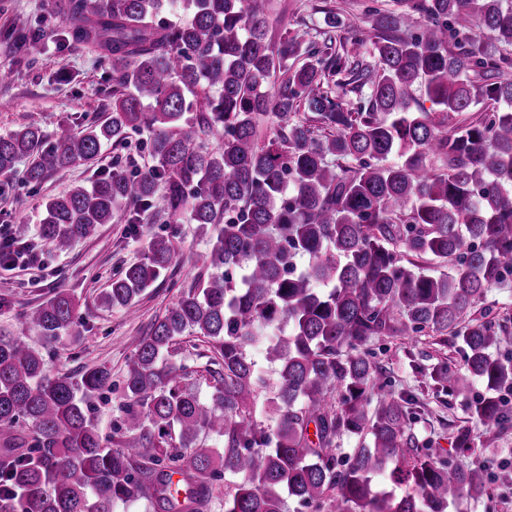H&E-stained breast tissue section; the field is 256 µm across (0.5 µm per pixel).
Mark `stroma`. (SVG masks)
<instances>
[{
    "label": "stroma",
    "instance_id": "1",
    "mask_svg": "<svg viewBox=\"0 0 512 512\" xmlns=\"http://www.w3.org/2000/svg\"><path fill=\"white\" fill-rule=\"evenodd\" d=\"M368 0H269L268 35L277 38L283 29L300 31L305 38L327 36L350 41L351 31L326 26L328 13L354 20L358 31L369 33L365 16ZM65 16L60 0H0V70L10 73L0 83V134L33 120L51 135L77 131L104 120L112 110V72L91 49L64 40ZM146 137L131 134L122 146H105L97 161L87 167L53 172L38 185L26 177L27 161L0 180V225L28 227L27 241L38 253L28 266H0V297L8 299L0 309V331L15 329L24 315L56 289L72 293L81 305L82 321L77 335L56 343L40 337L32 342L48 369L55 374L75 375L104 366L110 369L114 388L95 399L93 412L103 436H111L120 422L119 383L132 352L133 337L146 334L203 271L207 238L196 225L163 224V195H155L142 223H127L116 216L100 225L96 234L72 243L67 252L48 249L39 235L46 200L64 194L75 184L88 185L121 161L128 172L146 169L151 157ZM153 233L170 236L177 259L168 272L143 293L134 315L100 306L99 294L122 267L139 262L143 243ZM386 368L395 394L414 399L417 418L412 432L419 445L443 449L449 465L481 464L486 491L460 499L450 512H512V427L487 426L473 420L459 398L437 395L429 387L428 368L440 361L460 364V345L450 340L439 344L425 336L416 343L399 339L371 344ZM469 428L475 439L468 455L454 446L456 432Z\"/></svg>",
    "mask_w": 512,
    "mask_h": 512
}]
</instances>
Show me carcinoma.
<instances>
[{
  "mask_svg": "<svg viewBox=\"0 0 512 512\" xmlns=\"http://www.w3.org/2000/svg\"><path fill=\"white\" fill-rule=\"evenodd\" d=\"M266 2L64 0L67 41L112 69L111 116L53 139L33 121L0 135V177L25 159L38 184L144 132L152 165L47 200L42 240L65 252L121 211L136 224L161 188L165 223L188 219L210 249L203 277L133 339L110 441L91 402L111 371L52 374L26 341L75 330L71 293L0 333V512H448L485 492L483 466L416 445L414 402L367 345L451 334L462 365H434L430 387L509 421L498 397L471 398L478 383L512 390V360L494 353L509 318L469 316L512 276V0L377 3L370 35L339 50L291 29L271 41ZM349 92L364 94L351 108ZM418 92L434 109L413 110ZM427 256L450 271L427 272ZM175 258L150 236L100 305L134 312ZM184 336L210 345L209 366L177 360ZM345 437L360 440L350 454Z\"/></svg>",
  "mask_w": 512,
  "mask_h": 512,
  "instance_id": "carcinoma-1",
  "label": "carcinoma"
}]
</instances>
